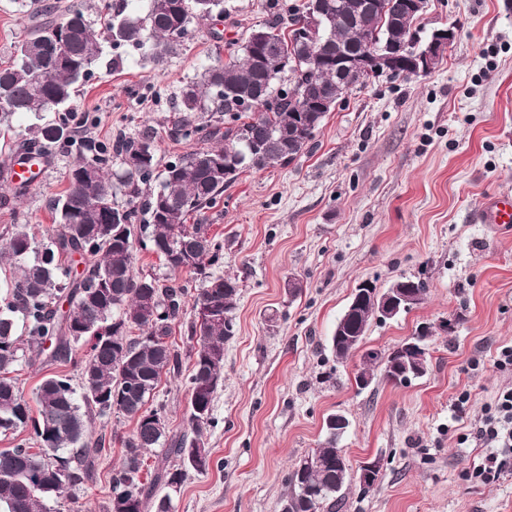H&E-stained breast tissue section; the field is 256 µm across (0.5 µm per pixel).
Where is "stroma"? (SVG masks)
<instances>
[{"label":"stroma","mask_w":512,"mask_h":512,"mask_svg":"<svg viewBox=\"0 0 512 512\" xmlns=\"http://www.w3.org/2000/svg\"><path fill=\"white\" fill-rule=\"evenodd\" d=\"M303 2L224 0L223 21L197 25L160 71L131 49L120 69L100 62L74 96L94 118L79 136L156 128L162 164L199 148L170 136L171 109L212 59L214 33L240 38ZM451 20L460 37L433 69L349 91L310 150L243 172L207 210L224 242L211 271L240 286L237 333L204 432L209 468L189 472L177 512H279L293 463L321 446L333 414L349 421L339 445L350 470L381 466L367 494L348 482L336 512H512V468L492 483L472 476L487 453L474 440L484 407L512 387V367L494 365L498 347L512 345V228L475 218L487 194L512 197V0H428L414 28L423 40ZM69 161L57 153L22 193L0 184V244L19 226L38 237L51 228L47 202L65 189ZM402 276L425 283L423 302L372 319L361 351L338 361L329 339L354 288ZM423 325L432 331L424 377L356 385L364 351L386 355ZM186 382L164 377L149 400L173 434L188 429ZM465 392L466 410L452 418ZM93 427L104 448L80 512H104L134 423L113 414Z\"/></svg>","instance_id":"1"}]
</instances>
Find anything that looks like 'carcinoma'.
Masks as SVG:
<instances>
[{
	"label": "carcinoma",
	"mask_w": 512,
	"mask_h": 512,
	"mask_svg": "<svg viewBox=\"0 0 512 512\" xmlns=\"http://www.w3.org/2000/svg\"><path fill=\"white\" fill-rule=\"evenodd\" d=\"M34 22L16 42L9 64L0 67V124L17 116L37 123L28 128L21 149L47 156L65 148L73 154L66 170L67 187L48 200L57 226L38 241L20 228L5 243V257L17 270L0 304V432H29L10 449L0 451V512H62L77 503V493L92 480L102 440L93 437L91 412L113 413L135 422L123 441L120 466L112 472L109 501L125 499L132 512H174L171 501L156 497L157 485L183 483L190 469L202 471L190 448L204 444L212 403L224 383V345L236 334L234 310L239 284L231 277L205 276L196 289L193 308L210 306L223 317L187 324L191 368L187 375V425L190 433L167 436L153 417L164 408L147 403L170 373L181 372V355L169 342L172 325L182 322L189 291L166 284L153 273L135 271L137 248L163 259L171 274L183 270L204 273L219 264L224 243L210 235L205 210L213 207L224 187L247 169L293 162L302 147L291 132L312 124L318 130L326 112H313L304 94L329 90L336 94V69L325 62L336 53H360L376 35L397 37L406 0H387L384 14L374 16L336 12L344 0H326L330 9L326 43L307 45L281 32L282 22L251 29L240 41L224 42L227 56L216 52L212 64L182 88L173 111L179 116L170 133L207 143L164 165L156 159L158 131L136 137L119 134L107 143L77 140L72 104L76 85L94 75L103 43L129 47L162 69L174 51L192 38L194 26L224 14V0H140L134 11L127 0H99V26L86 17V0H70L68 18L53 24V6L42 0H14ZM277 100L275 109L264 100ZM54 117L44 120V113ZM193 223H188V220ZM85 260V273L70 278L75 257ZM376 286L363 282L356 300L348 302L336 322L330 342L336 360L356 350L353 337L366 334L378 315L372 301ZM81 333H73L74 326ZM139 335L131 336L133 330ZM86 344V353L73 360L81 375L80 388L70 376L43 378L34 393L38 414L12 373L32 362L66 360L71 345ZM397 365L367 354L358 376L397 379L423 365L428 357L419 348H394ZM326 442L313 451L323 466L287 476L288 512H330L336 507V487H345L349 466H336L342 457L338 435L326 429ZM160 448L177 468L158 469L142 477L146 451Z\"/></svg>",
	"instance_id": "carcinoma-1"
}]
</instances>
